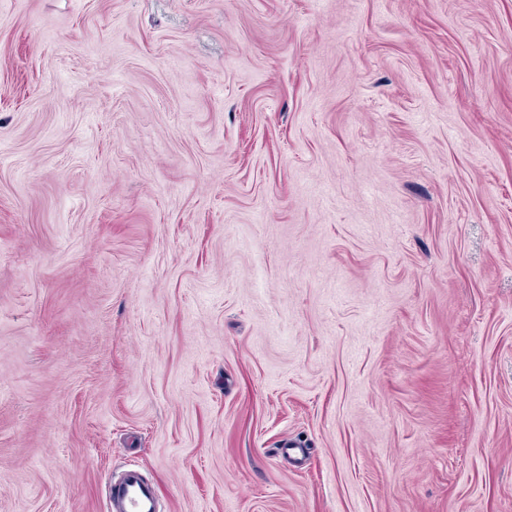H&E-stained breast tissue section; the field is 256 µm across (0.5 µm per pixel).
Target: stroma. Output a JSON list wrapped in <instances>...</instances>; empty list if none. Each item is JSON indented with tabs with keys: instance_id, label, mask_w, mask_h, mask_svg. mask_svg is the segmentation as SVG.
<instances>
[{
	"instance_id": "obj_1",
	"label": "stroma",
	"mask_w": 512,
	"mask_h": 512,
	"mask_svg": "<svg viewBox=\"0 0 512 512\" xmlns=\"http://www.w3.org/2000/svg\"><path fill=\"white\" fill-rule=\"evenodd\" d=\"M512 512V0H0V512ZM107 508V512H157L154 488L137 470L126 469L112 480Z\"/></svg>"
}]
</instances>
